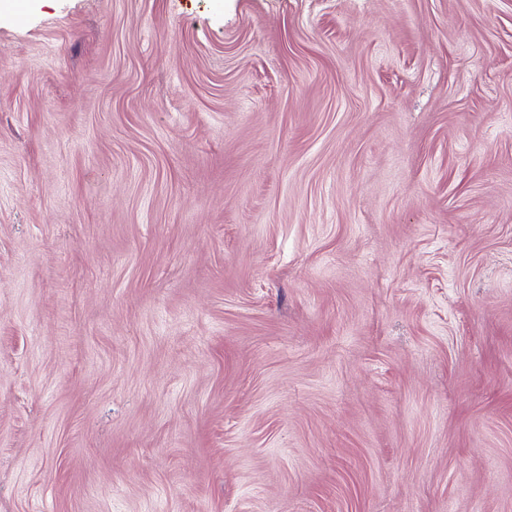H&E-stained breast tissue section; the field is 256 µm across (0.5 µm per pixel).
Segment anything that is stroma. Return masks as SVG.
Returning <instances> with one entry per match:
<instances>
[{"label": "stroma", "instance_id": "1", "mask_svg": "<svg viewBox=\"0 0 512 512\" xmlns=\"http://www.w3.org/2000/svg\"><path fill=\"white\" fill-rule=\"evenodd\" d=\"M0 15V512H512V0Z\"/></svg>", "mask_w": 512, "mask_h": 512}]
</instances>
